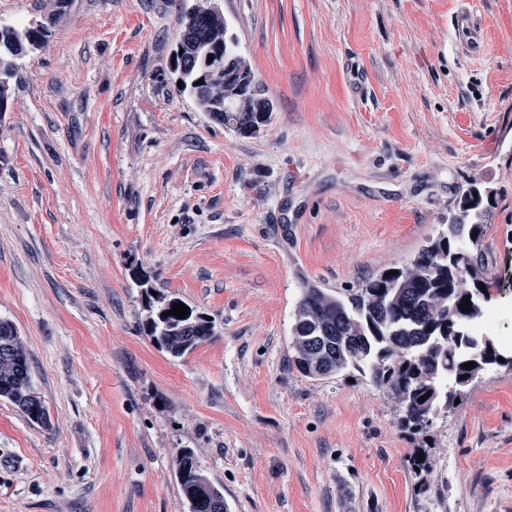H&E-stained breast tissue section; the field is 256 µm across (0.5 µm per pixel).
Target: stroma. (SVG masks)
Listing matches in <instances>:
<instances>
[{"label": "stroma", "mask_w": 512, "mask_h": 512, "mask_svg": "<svg viewBox=\"0 0 512 512\" xmlns=\"http://www.w3.org/2000/svg\"><path fill=\"white\" fill-rule=\"evenodd\" d=\"M216 2L273 104L250 136L178 91L173 0H0L41 31L0 112V320L51 422L0 400V512H189L185 448L228 512H512V368L412 433L288 340L301 281L403 266L475 182L495 195L467 251L512 266V0H470L476 57L458 0ZM142 278L211 338L155 345ZM461 2H463L462 8L452 19L453 29L461 50L468 56H479L483 51L480 23L473 12L464 7L470 1L461 0Z\"/></svg>", "instance_id": "obj_1"}]
</instances>
